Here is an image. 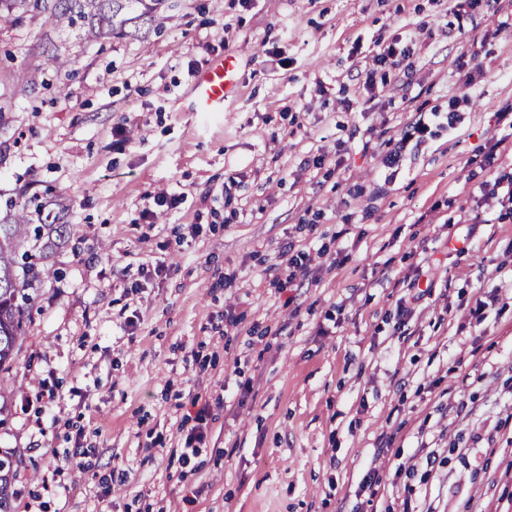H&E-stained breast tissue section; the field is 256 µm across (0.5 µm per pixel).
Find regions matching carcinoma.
I'll use <instances>...</instances> for the list:
<instances>
[{
	"mask_svg": "<svg viewBox=\"0 0 512 512\" xmlns=\"http://www.w3.org/2000/svg\"><path fill=\"white\" fill-rule=\"evenodd\" d=\"M180 0H0V30L20 19L44 18L80 39L103 43L116 36L147 42L150 26L176 17ZM42 53L60 72L73 59L58 52L49 41ZM66 208L56 200L35 195L5 201L0 215V398L15 395L21 387L10 370L25 338V325L37 304L40 286L55 275L48 265V251L65 236ZM13 456L0 454V512H14L17 491Z\"/></svg>",
	"mask_w": 512,
	"mask_h": 512,
	"instance_id": "carcinoma-1",
	"label": "carcinoma"
}]
</instances>
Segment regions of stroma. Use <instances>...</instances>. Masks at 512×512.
<instances>
[{
	"instance_id": "stroma-1",
	"label": "stroma",
	"mask_w": 512,
	"mask_h": 512,
	"mask_svg": "<svg viewBox=\"0 0 512 512\" xmlns=\"http://www.w3.org/2000/svg\"><path fill=\"white\" fill-rule=\"evenodd\" d=\"M397 35L408 76L365 91ZM55 36L0 31V196L68 205L0 429L15 512H512V0H182L22 92ZM225 56L236 96L191 111Z\"/></svg>"
}]
</instances>
